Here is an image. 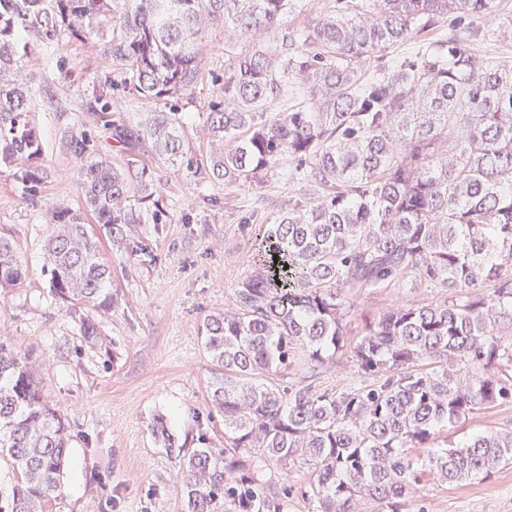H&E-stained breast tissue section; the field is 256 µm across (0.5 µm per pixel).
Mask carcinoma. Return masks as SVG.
Segmentation results:
<instances>
[{"label": "carcinoma", "mask_w": 512, "mask_h": 512, "mask_svg": "<svg viewBox=\"0 0 512 512\" xmlns=\"http://www.w3.org/2000/svg\"><path fill=\"white\" fill-rule=\"evenodd\" d=\"M0 0V168L24 194L48 183L31 103L27 33L98 36L124 87L176 99L202 79L200 44L224 26V78L203 113L210 149H192L177 106L127 142L149 140L174 171L226 186L278 170L299 193L266 224L233 308L197 334L212 364L210 403L224 449L189 450L158 419L180 460L183 512H427L416 490L487 478L512 462V426L436 439L469 415L512 407V60L472 45L512 42L498 0ZM453 19L460 30L430 33ZM492 22L491 28L485 22ZM407 55L390 50L408 40ZM85 211L51 205L43 273L75 308H112L98 235L126 240L158 206L149 164L97 155L81 126L63 134ZM27 277L0 237V288ZM440 299L363 319L357 299L396 285ZM316 371L347 362L359 383L328 392L288 379L296 350ZM28 352L0 335V512H50L69 425L45 399ZM308 469L296 489L268 475Z\"/></svg>", "instance_id": "obj_1"}]
</instances>
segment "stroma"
Segmentation results:
<instances>
[{
	"mask_svg": "<svg viewBox=\"0 0 512 512\" xmlns=\"http://www.w3.org/2000/svg\"><path fill=\"white\" fill-rule=\"evenodd\" d=\"M203 79L177 106L187 117L189 142L205 148L199 115L212 81L224 75V29H208ZM35 120L44 163L53 173L35 199L24 198L12 171L0 169V236L13 240L28 275L0 291V331L40 363L46 399L70 426L72 442L53 512H181L179 464L152 432L156 416L187 447L224 445V421L208 416L210 360L196 327L213 310L232 307L234 288L253 268L263 226L297 189L282 175L252 187L224 188L174 172L149 142L128 147L116 127L144 124L165 109L113 86L112 68L93 40L38 34L32 41ZM108 86L105 117L92 108ZM83 124L97 152L112 164L139 158L152 165L164 198V221L135 225L126 241L100 237L102 260L112 269L114 302L89 310L101 331L81 336L78 317L51 295L42 272V245L51 231L49 204L81 209L74 159L63 132ZM79 492H72V484ZM418 495L429 512H512V464L467 485L423 481Z\"/></svg>",
	"mask_w": 512,
	"mask_h": 512,
	"instance_id": "1",
	"label": "stroma"
}]
</instances>
